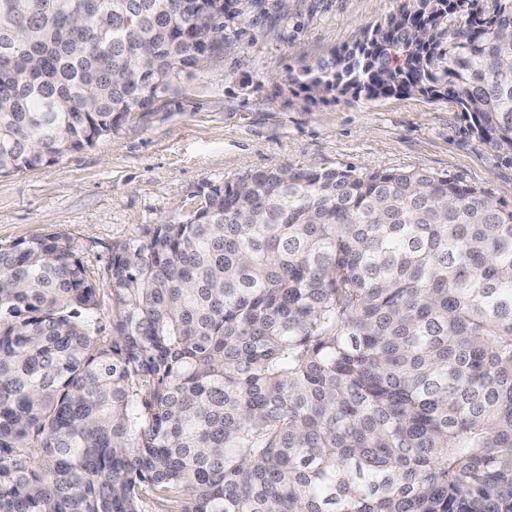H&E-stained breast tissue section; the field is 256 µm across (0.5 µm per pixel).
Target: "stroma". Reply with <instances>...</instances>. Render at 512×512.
Instances as JSON below:
<instances>
[{
  "mask_svg": "<svg viewBox=\"0 0 512 512\" xmlns=\"http://www.w3.org/2000/svg\"><path fill=\"white\" fill-rule=\"evenodd\" d=\"M283 17L244 24L183 71L147 113L92 146L32 171L0 174V244L56 233L97 288L112 322L113 244L184 220L218 184L274 165L448 174L512 200V168L469 136L461 113L421 97L307 103L288 72L327 57L393 13L399 0H281Z\"/></svg>",
  "mask_w": 512,
  "mask_h": 512,
  "instance_id": "1",
  "label": "stroma"
}]
</instances>
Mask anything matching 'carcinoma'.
<instances>
[{"mask_svg": "<svg viewBox=\"0 0 512 512\" xmlns=\"http://www.w3.org/2000/svg\"><path fill=\"white\" fill-rule=\"evenodd\" d=\"M0 0V174L148 112L278 0ZM310 103L443 100L512 167V0H402ZM112 246L0 244V512H512V200L272 166Z\"/></svg>", "mask_w": 512, "mask_h": 512, "instance_id": "cac0c4a2", "label": "carcinoma"}]
</instances>
